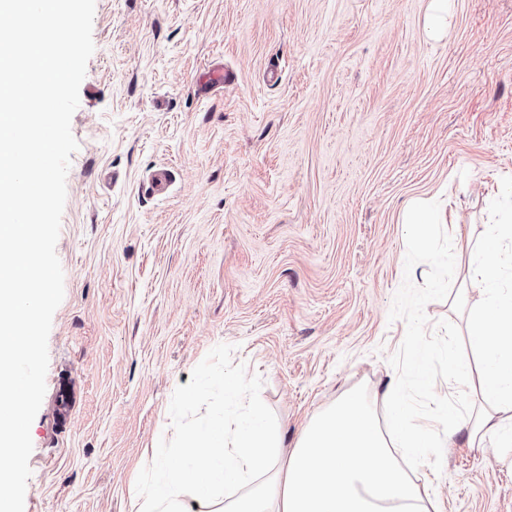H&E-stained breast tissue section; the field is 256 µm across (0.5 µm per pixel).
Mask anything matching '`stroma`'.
<instances>
[{
  "label": "stroma",
  "instance_id": "1",
  "mask_svg": "<svg viewBox=\"0 0 512 512\" xmlns=\"http://www.w3.org/2000/svg\"><path fill=\"white\" fill-rule=\"evenodd\" d=\"M429 2L96 0L24 512H134L163 425L235 414L231 371L288 445L352 390L438 413L512 184V0H451L440 36ZM425 473L438 512H512L507 452ZM447 221L446 215H433L423 209L415 207L410 213L408 224H415L416 234L422 239H428L430 224H445Z\"/></svg>",
  "mask_w": 512,
  "mask_h": 512
}]
</instances>
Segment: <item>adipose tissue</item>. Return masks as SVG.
Wrapping results in <instances>:
<instances>
[{
  "label": "adipose tissue",
  "mask_w": 512,
  "mask_h": 512,
  "mask_svg": "<svg viewBox=\"0 0 512 512\" xmlns=\"http://www.w3.org/2000/svg\"><path fill=\"white\" fill-rule=\"evenodd\" d=\"M512 211L499 210L470 264V288L482 296L473 315L470 351L484 364L487 407L458 418L456 406L433 418L411 414L386 387L387 418L374 401L351 391L312 417L291 451L257 401L234 430L212 424L179 427L181 447L156 469L163 481L144 484L136 512H430L413 476L441 447L442 425L454 423L471 448L512 446L500 415L512 417Z\"/></svg>",
  "instance_id": "adipose-tissue-1"
}]
</instances>
